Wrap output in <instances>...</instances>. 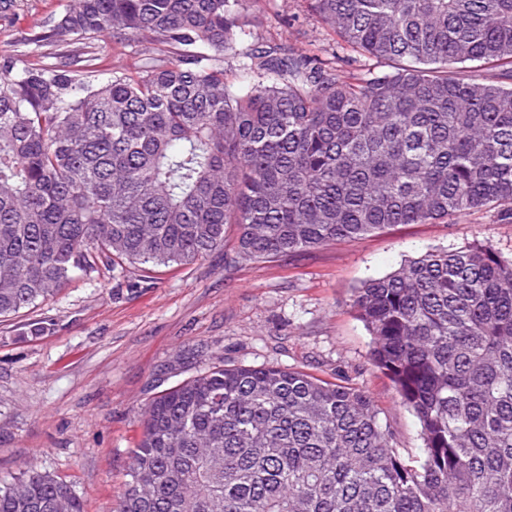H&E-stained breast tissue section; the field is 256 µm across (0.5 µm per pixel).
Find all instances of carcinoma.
<instances>
[{
    "mask_svg": "<svg viewBox=\"0 0 512 512\" xmlns=\"http://www.w3.org/2000/svg\"><path fill=\"white\" fill-rule=\"evenodd\" d=\"M364 58L294 48L224 79L251 0H73L30 44L105 34L175 47L77 79L65 57L0 70V317L77 271L283 258L393 224L489 211L512 224V0H307ZM351 307L417 417L395 448L366 392L277 366H214L143 412L117 512H512V260L434 250ZM0 512H84L47 473L0 484Z\"/></svg>",
    "mask_w": 512,
    "mask_h": 512,
    "instance_id": "carcinoma-1",
    "label": "carcinoma"
}]
</instances>
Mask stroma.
<instances>
[{
	"label": "stroma",
	"instance_id": "obj_1",
	"mask_svg": "<svg viewBox=\"0 0 512 512\" xmlns=\"http://www.w3.org/2000/svg\"><path fill=\"white\" fill-rule=\"evenodd\" d=\"M73 0H0V67L21 71ZM288 47L328 60L350 48L322 28L306 0H259L238 48ZM144 42L101 36L78 45L85 69L132 70ZM223 249L190 265L75 272L54 297L0 319V482L24 471L66 484L85 512H114L129 479L142 413L159 391L222 364L278 365L366 391L395 447L419 457L414 414L370 358L372 338L349 306L355 288L431 250L490 246L512 259V224L478 212L395 224L355 240L228 267ZM46 330L26 335V325Z\"/></svg>",
	"mask_w": 512,
	"mask_h": 512
}]
</instances>
